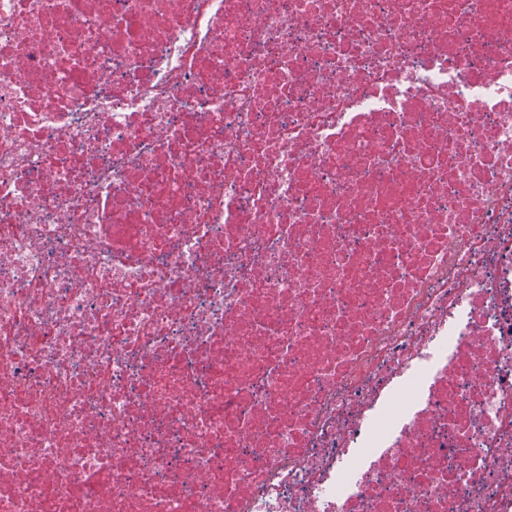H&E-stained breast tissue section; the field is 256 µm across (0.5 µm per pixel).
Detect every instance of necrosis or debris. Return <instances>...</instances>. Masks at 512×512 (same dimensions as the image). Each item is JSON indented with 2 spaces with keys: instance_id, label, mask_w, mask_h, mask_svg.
Wrapping results in <instances>:
<instances>
[{
  "instance_id": "obj_1",
  "label": "necrosis or debris",
  "mask_w": 512,
  "mask_h": 512,
  "mask_svg": "<svg viewBox=\"0 0 512 512\" xmlns=\"http://www.w3.org/2000/svg\"><path fill=\"white\" fill-rule=\"evenodd\" d=\"M0 512H512V0H0Z\"/></svg>"
}]
</instances>
